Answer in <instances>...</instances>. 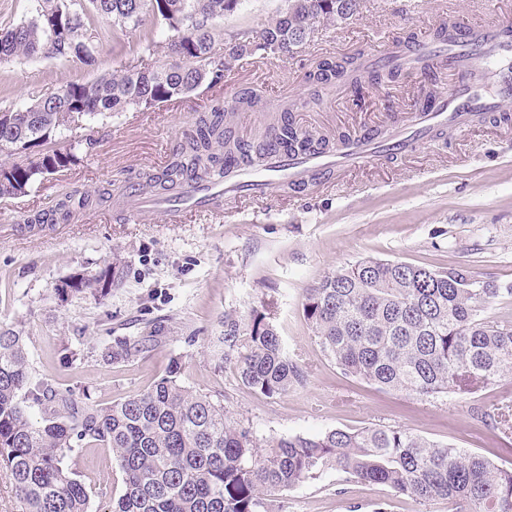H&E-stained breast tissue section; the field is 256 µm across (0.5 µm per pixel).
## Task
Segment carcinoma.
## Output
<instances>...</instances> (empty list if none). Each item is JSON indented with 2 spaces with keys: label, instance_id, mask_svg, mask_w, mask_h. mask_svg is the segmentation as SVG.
<instances>
[{
  "label": "carcinoma",
  "instance_id": "obj_1",
  "mask_svg": "<svg viewBox=\"0 0 512 512\" xmlns=\"http://www.w3.org/2000/svg\"><path fill=\"white\" fill-rule=\"evenodd\" d=\"M241 0H33L32 16L0 33V62L11 59L78 61L90 66L112 26V50L122 68L93 82H69L63 94L38 95L0 110V151L26 150L0 165V198L24 194L38 179L61 172L92 147L82 126L115 112H141L202 86L224 84L234 61L256 55L291 56L317 25H340L361 0H285L276 17L254 29L224 33L217 20ZM152 17L134 44L120 35ZM165 39L155 38L153 27ZM164 53L158 64L148 58ZM362 82L360 55L322 59L307 79L323 88L345 77ZM286 107L258 143L268 140L288 157L327 149L330 141L299 128ZM232 114L216 103L195 116V133L173 149L166 166L146 173L147 191H175L192 175L209 181L232 156L258 167L264 152L235 136ZM67 137L69 147H55ZM89 193L69 194L55 209L30 217L45 224L92 207ZM112 287V267L79 275L62 293L98 298ZM512 286L474 275L463 266L434 270L364 258L325 276L307 291L303 312L323 349L343 373L385 391L422 398L468 396L512 375V320L484 317ZM157 341L123 338L102 358L119 363ZM214 353L235 363L244 385L281 396L306 381L272 318L256 309L245 319L224 313ZM179 358L147 391L120 401H94L88 390L59 386L29 361L27 337L0 322V468L10 476L22 512H90L91 489L73 461L88 448H110L124 474L112 512H269L268 496L334 470L347 480L389 487L420 503L442 500L448 512H512V468L483 455L431 441L401 427L333 429L315 436H269L232 421L223 403L180 381ZM38 410L34 423L30 412ZM482 422L512 434V401L478 413Z\"/></svg>",
  "mask_w": 512,
  "mask_h": 512
}]
</instances>
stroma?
I'll return each mask as SVG.
<instances>
[{
  "instance_id": "1",
  "label": "stroma",
  "mask_w": 512,
  "mask_h": 512,
  "mask_svg": "<svg viewBox=\"0 0 512 512\" xmlns=\"http://www.w3.org/2000/svg\"><path fill=\"white\" fill-rule=\"evenodd\" d=\"M444 6L472 24L512 19V0H363L359 13L336 27L319 26L293 56L235 63L223 87H203L146 112L96 118L89 128L94 145L73 166L37 181L26 195L0 199V321L27 336L31 364L107 402L147 390L177 356L183 385L221 395L232 420L261 437L396 426L511 465L512 439L477 413L512 400V377L460 399L378 390L336 366L302 303L328 273L365 257L433 269L465 266L481 278L512 284V124L478 120L415 152L367 158L337 173L335 187L301 194L283 187L261 203L230 204L222 215L184 224L127 208L126 185L162 169L191 129L196 109L214 97L234 110L240 92H254L251 108L234 111L233 129L243 139L253 138L284 104L293 105L301 127L327 137L408 123L423 92L450 88L445 68L432 77L405 72L392 83L365 81L358 102L348 89L314 92L306 75L322 57L379 55L385 42L411 32L423 37L432 13ZM121 66L108 42L93 66L39 58L2 62L0 109ZM77 191L98 195L97 204L63 222L27 224V216ZM109 265L115 278L104 296L59 292L72 276ZM254 308L271 313L306 372L305 384L286 395L254 392L232 364L219 363L207 348L225 312L245 316ZM157 326L163 339L149 351L120 363L102 361V350L115 339L133 340ZM66 344L84 356L77 367L62 358ZM76 469L94 492L91 512H110L123 491L111 449L84 450ZM272 500L275 512H446L443 503L348 482L332 470L275 492Z\"/></svg>"
}]
</instances>
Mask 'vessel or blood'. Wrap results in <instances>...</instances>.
I'll list each match as a JSON object with an SVG mask.
<instances>
[{
	"label": "vessel or blood",
	"instance_id": "vessel-or-blood-1",
	"mask_svg": "<svg viewBox=\"0 0 512 512\" xmlns=\"http://www.w3.org/2000/svg\"><path fill=\"white\" fill-rule=\"evenodd\" d=\"M435 64L453 71L455 84L446 95L433 97L427 107L418 109L410 127L393 128L387 139L365 136L350 146L288 160L273 150L268 177H253L235 165L221 180L201 183L189 177L175 195L136 193L132 199L144 208L163 210L172 222L186 212H219L228 197L258 199L283 184L296 188L333 184L338 169L355 166L370 154H407L431 141L437 129L454 133L469 127L475 117L512 108L511 20L467 24L452 12L442 20L440 32L409 45L391 43L380 59L366 61L365 67L423 73Z\"/></svg>",
	"mask_w": 512,
	"mask_h": 512
}]
</instances>
